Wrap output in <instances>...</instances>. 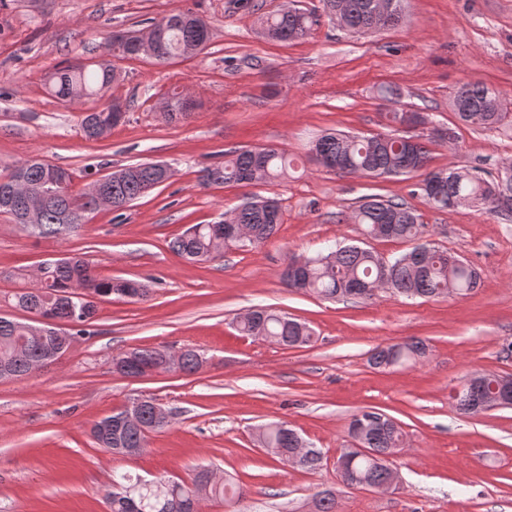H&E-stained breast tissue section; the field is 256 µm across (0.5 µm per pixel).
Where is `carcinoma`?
Returning <instances> with one entry per match:
<instances>
[{"label":"carcinoma","mask_w":512,"mask_h":512,"mask_svg":"<svg viewBox=\"0 0 512 512\" xmlns=\"http://www.w3.org/2000/svg\"><path fill=\"white\" fill-rule=\"evenodd\" d=\"M323 11L341 29L350 33H367L394 27L403 15V0H322ZM320 23V16L300 8H284L275 13L258 17L261 33L270 40L288 41L311 34ZM157 33L154 61L164 63L176 57H190L204 50L210 41L208 24L188 9L168 15L150 24ZM131 32L112 33V56L132 58L135 48L129 40ZM115 68L88 69L73 64L60 65L54 70L49 86L62 102L75 103L84 98L105 96ZM453 110L459 121L470 127H493L505 124L512 113L505 110L500 96L481 84L466 83L453 97ZM110 124L112 113L102 108L84 113L81 129L86 138H94L91 127L96 120ZM316 160L325 168L343 177L399 176L420 174L417 188L428 204L436 210L458 207H479L490 204L499 197L512 200V173L488 182L468 169H429V152L418 140L409 144L402 136L386 133L382 136H357L327 133L314 145ZM291 161L277 148H263L254 155L249 149L224 153V164L200 170L199 181L203 186L224 184H250L271 181L288 173ZM59 166L38 159L25 160L13 165L0 177V214L20 222L21 203L9 192L12 181L24 180L33 195L45 191L53 182L52 174ZM112 194V209L121 210L156 187L163 178L161 164L145 162L125 166L107 174ZM96 211V204L85 192L72 190V182L56 187L45 202L37 219V234L55 236L68 229L88 222ZM354 223L364 226L365 235L387 240H419L425 225L418 223L416 215L402 201L372 197L353 210ZM281 221L280 209L272 199L248 201L237 207L224 221V226H242L249 232L243 240L252 247L264 244L277 230ZM211 224H193L169 242L170 249L185 255L188 252L206 254L212 244ZM301 264L286 271L288 286L310 292L325 299L365 298L363 291L394 290L407 297L435 298L453 292L468 295L480 284L477 270L463 259L428 243L414 246L410 251L391 260L358 245L336 246L325 254L300 257ZM135 281L105 278L96 266L80 257H67L63 264L45 273V287L23 288L4 297L5 304L28 312L39 309L52 317L66 315L67 302L74 298L78 288H92L103 298L119 296L134 289ZM18 321L0 317V364L9 363L24 371L28 360L46 349V344L19 339ZM237 329L244 335L264 338L272 343L294 346L305 345L313 338L312 329L288 314L268 307L249 311L237 321ZM427 346L419 338H409L402 343L376 348L370 364L402 365L426 353ZM133 356V366L155 363V349L135 347L121 352ZM478 392L463 385L457 407L468 414L475 413ZM383 413L362 410L349 424L350 435L365 432L374 454L365 455L354 448L342 449L339 458L344 460L345 472L351 480H364L373 486H382L388 478V465L381 454L388 448H398L402 432L396 422L382 424L373 421ZM166 428L159 424L147 430L124 427L112 428L110 437L99 435L93 427L95 442L106 450L131 448L133 454L141 453L147 445L148 434ZM258 440L263 447L274 450L276 457L287 462L300 447L301 437L281 422L261 426ZM120 490L112 493L111 512H198L203 499L240 498L243 490L228 480L212 482L205 486L198 479L191 483L180 481L167 484L160 480L145 484L130 474L119 476Z\"/></svg>","instance_id":"cac0c4a2"}]
</instances>
